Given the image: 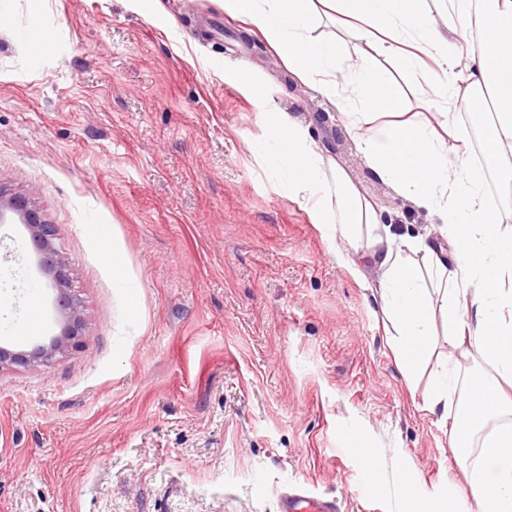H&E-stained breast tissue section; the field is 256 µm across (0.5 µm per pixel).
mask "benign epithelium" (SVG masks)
Returning a JSON list of instances; mask_svg holds the SVG:
<instances>
[{"label": "benign epithelium", "instance_id": "obj_1", "mask_svg": "<svg viewBox=\"0 0 512 512\" xmlns=\"http://www.w3.org/2000/svg\"><path fill=\"white\" fill-rule=\"evenodd\" d=\"M15 212L25 224L41 261L56 292V308L60 319V332L46 344L32 350H12L0 346V371L10 368L36 369L67 355L83 337L85 328L81 300L75 293L73 279L67 263L56 247L55 225L42 218L40 212L20 197L7 194L0 188V217L4 211Z\"/></svg>", "mask_w": 512, "mask_h": 512}]
</instances>
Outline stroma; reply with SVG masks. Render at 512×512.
I'll use <instances>...</instances> for the list:
<instances>
[{
	"instance_id": "35a3bbf8",
	"label": "stroma",
	"mask_w": 512,
	"mask_h": 512,
	"mask_svg": "<svg viewBox=\"0 0 512 512\" xmlns=\"http://www.w3.org/2000/svg\"><path fill=\"white\" fill-rule=\"evenodd\" d=\"M0 0V188L35 202L82 300L80 346L46 367L0 371V512H278L300 486L339 512H458L459 415L424 395L479 357L432 353L401 371L372 297L375 269L279 185L264 116L296 118L396 239L450 251L442 217L383 183L330 97L291 71L218 0ZM341 57L367 51L406 109L446 103L420 71L319 17ZM463 116L473 172L512 210L498 157ZM121 258L116 280L102 254ZM41 323L20 329L31 295ZM0 345L58 333L55 294L14 214L0 220ZM371 448V462L357 450Z\"/></svg>"
}]
</instances>
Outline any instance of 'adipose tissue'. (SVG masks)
Wrapping results in <instances>:
<instances>
[{
	"label": "adipose tissue",
	"mask_w": 512,
	"mask_h": 512,
	"mask_svg": "<svg viewBox=\"0 0 512 512\" xmlns=\"http://www.w3.org/2000/svg\"><path fill=\"white\" fill-rule=\"evenodd\" d=\"M312 0H223V6L253 25L288 65L322 92L336 86L342 61L335 42L316 36ZM340 14L359 21L358 40L370 41L374 31L388 33L381 49L407 70L421 69L426 83L439 75L422 69L421 55L462 68L470 87L492 95L494 117L483 139L490 152L512 147V0H448L447 14H435L425 0H340ZM476 15L478 47L462 51L452 41L455 18ZM354 93L338 95L336 108L357 136L358 148L385 183L417 205L446 214L453 243L443 259L418 242L422 261H414L391 235L377 231L379 217L362 201L342 166L323 156L286 113H278L268 134L277 148L278 179L311 204L323 223L336 226L349 242L367 235V255L382 276L377 294L392 326L391 341L405 371L419 367L430 348L427 321L432 301L446 318L449 355L476 354L492 374L471 375L463 393L447 377L427 397L430 411L458 397L464 415L454 426L455 446H471L489 419L511 413L512 400V230L498 206L489 204L465 152L449 155L445 132L465 140L458 116L468 108L467 94L451 89V107L439 123L402 119V105L390 78L372 69L368 60L355 66ZM395 117L382 134L370 129L376 111ZM438 285L429 292L428 281ZM469 512H512V426L487 433L482 456L466 476Z\"/></svg>",
	"instance_id": "ef3b65f1"
}]
</instances>
